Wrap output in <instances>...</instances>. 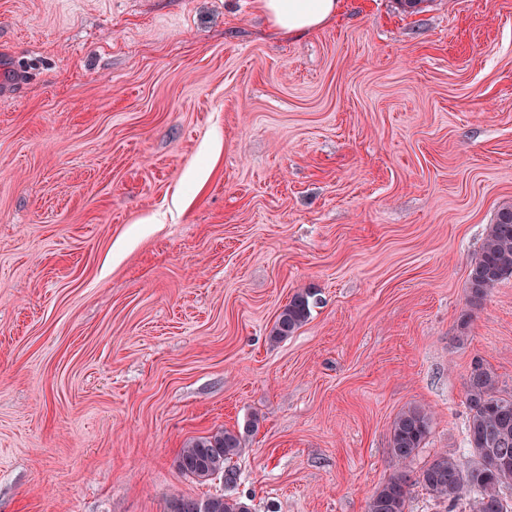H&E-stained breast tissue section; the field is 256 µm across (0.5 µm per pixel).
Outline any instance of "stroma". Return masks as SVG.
Listing matches in <instances>:
<instances>
[{"mask_svg": "<svg viewBox=\"0 0 512 512\" xmlns=\"http://www.w3.org/2000/svg\"><path fill=\"white\" fill-rule=\"evenodd\" d=\"M512 0H0V512H365L394 418L459 455L474 363L512 395ZM308 322L269 331L301 288ZM242 432L240 478L176 466ZM341 0H255L256 9L288 36L316 29L336 15ZM512 277V205L500 208L489 224L468 274L470 302L477 304L496 284ZM168 512H251V509L239 497L220 494L205 499L173 497Z\"/></svg>", "mask_w": 512, "mask_h": 512, "instance_id": "stroma-1", "label": "stroma"}]
</instances>
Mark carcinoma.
<instances>
[{
    "label": "carcinoma",
    "instance_id": "obj_1",
    "mask_svg": "<svg viewBox=\"0 0 512 512\" xmlns=\"http://www.w3.org/2000/svg\"><path fill=\"white\" fill-rule=\"evenodd\" d=\"M512 277V205L500 208L489 225L479 253L468 274L470 302L477 304L496 284ZM312 288L293 294L277 315L270 340L280 343L294 335L309 320ZM468 459L437 456L418 475L399 470L379 485L366 502V512H407L409 487L417 484L434 500L453 512L465 505L468 512H512V396L499 394L493 372L474 364L467 388ZM431 414L421 406L401 411L390 428V450L403 463L422 447L431 431ZM244 452L240 433L224 429L190 441L182 448L177 466L198 481L220 476L225 485L237 482L231 462ZM168 512H251L248 504L231 494L205 499L174 497Z\"/></svg>",
    "mask_w": 512,
    "mask_h": 512
}]
</instances>
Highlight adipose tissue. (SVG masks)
Instances as JSON below:
<instances>
[{"instance_id": "ef3b65f1", "label": "adipose tissue", "mask_w": 512, "mask_h": 512, "mask_svg": "<svg viewBox=\"0 0 512 512\" xmlns=\"http://www.w3.org/2000/svg\"><path fill=\"white\" fill-rule=\"evenodd\" d=\"M255 5L274 29L294 36L316 29L335 16L340 0H255Z\"/></svg>"}]
</instances>
